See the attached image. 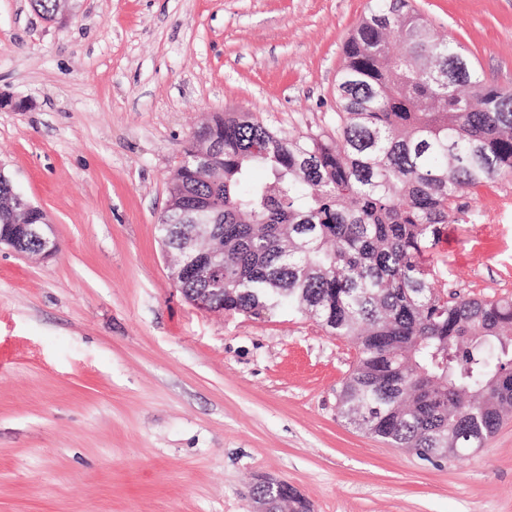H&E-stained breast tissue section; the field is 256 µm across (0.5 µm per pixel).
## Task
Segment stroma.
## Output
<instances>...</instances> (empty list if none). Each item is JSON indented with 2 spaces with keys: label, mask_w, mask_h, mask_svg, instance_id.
I'll return each instance as SVG.
<instances>
[{
  "label": "stroma",
  "mask_w": 512,
  "mask_h": 512,
  "mask_svg": "<svg viewBox=\"0 0 512 512\" xmlns=\"http://www.w3.org/2000/svg\"><path fill=\"white\" fill-rule=\"evenodd\" d=\"M512 86V0H410ZM370 0H0V170L46 211L49 258L0 247V512H251L262 478L313 512H512V417L427 461L339 417L357 353L282 304L198 308L157 225L214 114L334 131ZM434 259L449 291L512 296V180L472 190Z\"/></svg>",
  "instance_id": "35a3bbf8"
}]
</instances>
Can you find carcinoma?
I'll use <instances>...</instances> for the list:
<instances>
[{
  "label": "carcinoma",
  "mask_w": 512,
  "mask_h": 512,
  "mask_svg": "<svg viewBox=\"0 0 512 512\" xmlns=\"http://www.w3.org/2000/svg\"><path fill=\"white\" fill-rule=\"evenodd\" d=\"M336 132L298 137L246 113L200 131L222 154L179 166L188 196L158 231L177 251L207 202L224 235L211 305L258 316L286 301L357 348L337 395L349 424L426 460L480 448L512 413V297L448 291L433 257L468 191L512 178V87L488 84L409 0H373L347 40ZM278 512H311L291 486Z\"/></svg>",
  "instance_id": "1"
}]
</instances>
